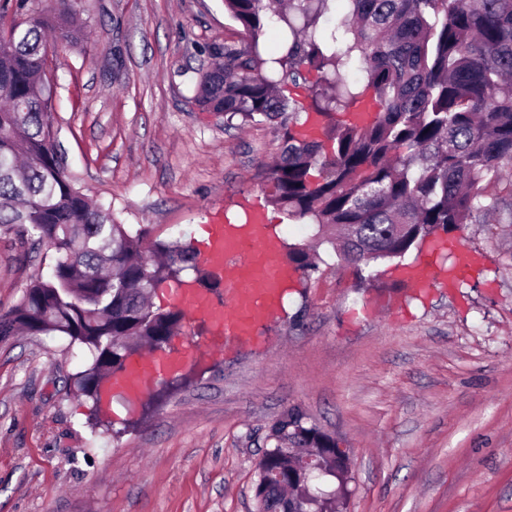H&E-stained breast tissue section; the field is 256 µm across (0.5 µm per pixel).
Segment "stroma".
<instances>
[{"mask_svg": "<svg viewBox=\"0 0 512 512\" xmlns=\"http://www.w3.org/2000/svg\"><path fill=\"white\" fill-rule=\"evenodd\" d=\"M85 36L47 77L75 186L149 241L199 247L214 217L265 208L284 243L316 229L270 203V123L228 128L200 111L201 71L239 39L224 0H74ZM481 265L417 292L388 261L357 275L329 245L260 336L229 350L185 317L187 379L146 393L134 427L112 401L92 437L66 337L0 341V512H255L256 465L288 407L350 450L346 512H512V223L452 232ZM55 251L0 234V312Z\"/></svg>", "mask_w": 512, "mask_h": 512, "instance_id": "obj_1", "label": "stroma"}]
</instances>
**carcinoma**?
I'll return each mask as SVG.
<instances>
[{"mask_svg": "<svg viewBox=\"0 0 512 512\" xmlns=\"http://www.w3.org/2000/svg\"><path fill=\"white\" fill-rule=\"evenodd\" d=\"M333 0H224L242 26L224 45V64L201 76L196 101L224 124L275 123L279 160L264 167L272 204L288 219L316 226L315 237L362 271L400 259L426 239L465 224L512 220V191L497 189L512 169V0H345L330 28L320 21ZM276 25L285 52L256 51ZM83 27L74 10L33 13L0 44V232L25 231L56 252L48 276H36L0 315V339L18 332L59 334L88 349L92 361L74 381L95 398L107 370L123 371L132 343L162 345L184 319L155 310L162 282L192 275L212 287L198 253L178 241L150 242L112 211L90 205L64 171L55 143L50 49L73 46ZM319 73L309 108L281 91L303 70ZM377 107L368 122H330L356 103ZM321 133L301 132L310 113ZM310 245L289 262L315 270ZM258 463V512H290L288 470L299 448L333 452L338 440L298 406L269 427ZM309 500L336 510L348 496L307 481Z\"/></svg>", "mask_w": 512, "mask_h": 512, "instance_id": "1", "label": "carcinoma"}]
</instances>
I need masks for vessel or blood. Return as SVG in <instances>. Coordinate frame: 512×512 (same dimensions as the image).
Segmentation results:
<instances>
[{
	"mask_svg": "<svg viewBox=\"0 0 512 512\" xmlns=\"http://www.w3.org/2000/svg\"><path fill=\"white\" fill-rule=\"evenodd\" d=\"M207 240L201 256L221 278L224 289L202 296L179 286L173 290L176 304L209 320L212 344L226 346L260 335L263 324L280 311L289 282L298 276L297 270L282 260L280 237L267 224L261 207L251 205L244 222L225 220L210 225ZM454 253V264L445 268L437 264L433 252H423L404 269L401 278L419 289L436 282L455 284L477 265L478 258L462 247ZM178 361V356L169 352L134 354L123 391L146 393Z\"/></svg>",
	"mask_w": 512,
	"mask_h": 512,
	"instance_id": "b4317fda",
	"label": "vessel or blood"
}]
</instances>
